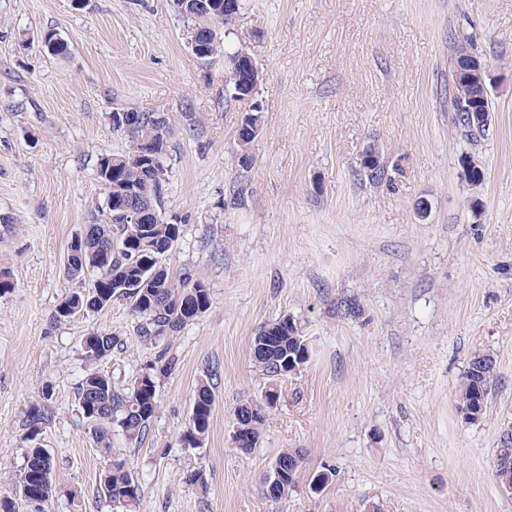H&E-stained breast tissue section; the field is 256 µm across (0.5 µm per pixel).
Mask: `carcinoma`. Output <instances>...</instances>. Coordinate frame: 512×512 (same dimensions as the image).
Returning a JSON list of instances; mask_svg holds the SVG:
<instances>
[{"label":"carcinoma","mask_w":512,"mask_h":512,"mask_svg":"<svg viewBox=\"0 0 512 512\" xmlns=\"http://www.w3.org/2000/svg\"><path fill=\"white\" fill-rule=\"evenodd\" d=\"M234 10L215 19L217 10L223 9V0H213L209 8L198 7V0H185L178 14L193 22V30L210 34L201 58H210L224 52L225 63L237 60L242 50L232 49L221 39L220 29L235 20L241 8L240 0H234ZM225 92L229 99L243 105V112L250 121L237 127L239 147L254 142L262 130V107L257 99L258 91L249 86L250 74L236 79V71L225 70ZM454 124L461 132L477 140L489 128L478 124L471 113L481 112L487 106L484 100H463L448 88ZM137 120L129 130L112 127L127 139L128 147L116 153H103L96 165V176L105 191V202L87 216L85 231L70 244L64 272L73 279L88 283L65 298L51 314L55 324L66 321L81 311L102 310L115 301H124L135 317V331L145 342L156 343L180 332L185 326L206 314L213 305L209 285L190 269L171 275L163 264V258L181 238L186 219L166 215L164 198L169 183L167 143L169 128L165 120L154 112H134ZM159 143L161 155L156 162H148L136 156L135 144ZM363 168L373 179L384 173L376 150L365 152ZM138 190L137 205L143 214V223L129 222L124 208L125 191ZM280 335L285 337L282 346L266 354L253 348L256 366L268 378L260 401L281 396L277 385L280 364L287 362L301 367L308 360V344L297 322L288 315L275 321ZM118 337L107 330L89 333L82 351L86 364L85 374L78 387V401L83 417L90 424L96 447L104 460L99 473V489L112 502L113 512H136L143 497V486L138 473L127 460L112 454V428L120 429L130 444L138 443L148 430L159 409L158 374L164 368L147 367L138 374L130 387L118 389L112 376L97 370L96 365L112 353ZM495 378V364L488 355L472 358L465 373L458 395L457 409L468 421L479 420L486 410L488 388ZM214 396L210 379L199 381L188 425L181 434L186 448H199L208 435ZM235 417L244 425L251 426V434L259 438L266 418L253 417L251 403H243L235 410ZM48 415L34 407L25 423L26 440L23 470L38 476L49 487L53 464L47 449L41 446L43 427ZM276 460L282 465L281 483L284 493H289L296 482L303 463V455L297 449L283 450ZM495 478L498 487L512 495V433H505L495 455ZM19 478H14L10 489L0 490V512H21L24 499L20 497Z\"/></svg>","instance_id":"cac0c4a2"}]
</instances>
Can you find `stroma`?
Wrapping results in <instances>:
<instances>
[{
	"mask_svg": "<svg viewBox=\"0 0 512 512\" xmlns=\"http://www.w3.org/2000/svg\"><path fill=\"white\" fill-rule=\"evenodd\" d=\"M225 41L263 79L262 131L239 168L241 107L224 93L223 55L196 57L170 0H0V471L18 473L23 422L44 408L56 494L45 512H112L79 406L83 338L116 333L99 367L129 386L158 350L160 406L140 445L112 434L144 488L140 512H512L493 477L512 431V0H241ZM55 31L68 52L43 49ZM455 32L487 62L493 110L467 140L448 110ZM163 113L165 210L188 217L164 262L209 284L212 308L157 347L128 305L50 317L78 281L68 247L105 193L99 154L125 149L109 116ZM381 153L382 179L362 168ZM471 154L484 179L466 180ZM479 201L472 212L471 201ZM363 313L343 317L340 299ZM295 319L309 359L251 453L236 450V408L267 379L252 343ZM496 378L487 408L462 419L456 392L475 355ZM212 377L208 437L187 448L198 382ZM305 461L286 498L264 485L278 454ZM205 470L207 491L185 480ZM331 470L332 482L311 489Z\"/></svg>",
	"mask_w": 512,
	"mask_h": 512,
	"instance_id": "obj_1",
	"label": "stroma"
}]
</instances>
